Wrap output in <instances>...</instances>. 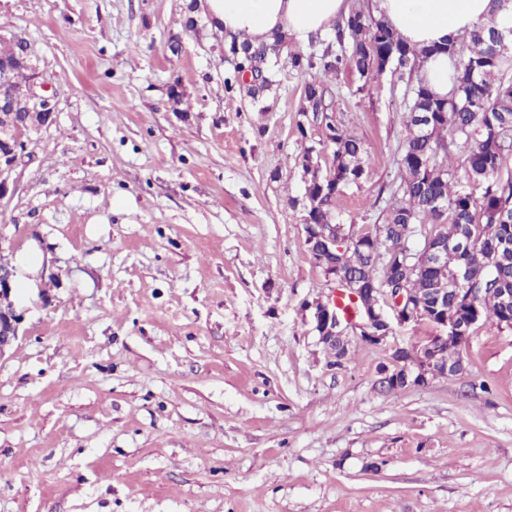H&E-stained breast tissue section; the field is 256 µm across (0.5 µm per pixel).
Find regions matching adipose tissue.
Masks as SVG:
<instances>
[{
	"instance_id": "1",
	"label": "adipose tissue",
	"mask_w": 512,
	"mask_h": 512,
	"mask_svg": "<svg viewBox=\"0 0 512 512\" xmlns=\"http://www.w3.org/2000/svg\"><path fill=\"white\" fill-rule=\"evenodd\" d=\"M377 12L409 44L418 48L445 42L484 17L489 0H377ZM215 29L251 42L274 35L305 43L333 28L345 14V0H206Z\"/></svg>"
}]
</instances>
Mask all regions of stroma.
Masks as SVG:
<instances>
[{
  "instance_id": "stroma-1",
  "label": "stroma",
  "mask_w": 512,
  "mask_h": 512,
  "mask_svg": "<svg viewBox=\"0 0 512 512\" xmlns=\"http://www.w3.org/2000/svg\"><path fill=\"white\" fill-rule=\"evenodd\" d=\"M0 35L56 105L0 198V259L44 255L0 358V512H512V328L481 320L463 374L396 392L381 367L434 325L341 361L319 342L335 284L305 245L302 159L333 147L297 129L303 74L227 88L202 0H0ZM316 80L369 153L332 210L383 223L408 79Z\"/></svg>"
}]
</instances>
